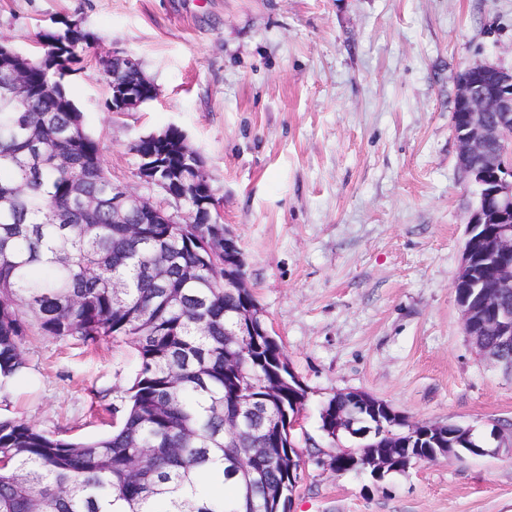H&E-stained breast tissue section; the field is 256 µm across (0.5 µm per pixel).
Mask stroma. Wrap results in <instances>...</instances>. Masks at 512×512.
<instances>
[{"label":"stroma","mask_w":512,"mask_h":512,"mask_svg":"<svg viewBox=\"0 0 512 512\" xmlns=\"http://www.w3.org/2000/svg\"><path fill=\"white\" fill-rule=\"evenodd\" d=\"M93 39L65 80L113 182L131 146L174 127L201 154L249 286L308 390L290 512H512V454L336 474L320 411L356 390L411 422L486 434L512 422V377L465 335L453 282L477 205L451 114L458 74L512 67V0H0V35L35 54L45 30ZM139 59L157 95L106 107L99 62ZM0 415L64 438L110 432L137 368L109 340L32 336Z\"/></svg>","instance_id":"1"}]
</instances>
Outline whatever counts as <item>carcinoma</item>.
Masks as SVG:
<instances>
[{"mask_svg": "<svg viewBox=\"0 0 512 512\" xmlns=\"http://www.w3.org/2000/svg\"><path fill=\"white\" fill-rule=\"evenodd\" d=\"M87 47L65 24L27 66L25 97L0 107V393L27 369L29 336L123 342L138 365L112 431L96 439L0 418V512H288L301 456L275 429L252 430L236 399L270 382L255 395L276 419L302 411L306 393L278 380L288 363L277 339L224 335L250 294L224 292L214 225L112 223V194L128 188L112 182L81 113L61 108L62 80ZM204 198L190 186L182 205ZM476 256L493 286L495 259ZM473 340L512 371L511 341L491 331ZM350 396L328 408L359 419ZM448 432L437 439L423 425L372 444L422 458L482 443L467 427Z\"/></svg>", "mask_w": 512, "mask_h": 512, "instance_id": "cac0c4a2", "label": "carcinoma"}]
</instances>
